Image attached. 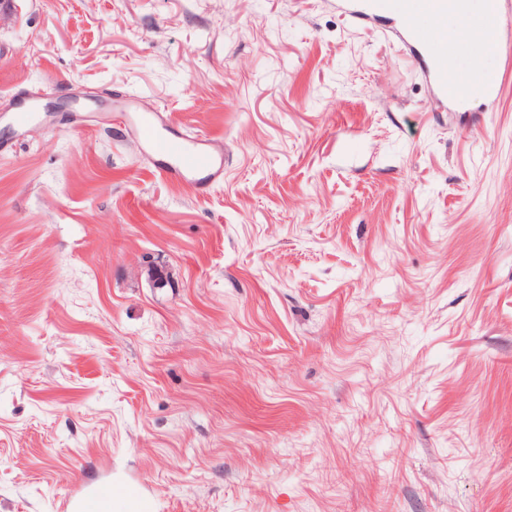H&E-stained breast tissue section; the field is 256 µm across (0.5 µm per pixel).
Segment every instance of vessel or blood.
<instances>
[{
	"instance_id": "b4317fda",
	"label": "vessel or blood",
	"mask_w": 512,
	"mask_h": 512,
	"mask_svg": "<svg viewBox=\"0 0 512 512\" xmlns=\"http://www.w3.org/2000/svg\"><path fill=\"white\" fill-rule=\"evenodd\" d=\"M398 6L413 17L423 13L443 14L448 10V0H368L366 4L367 10L373 13H387ZM501 43L507 49V65L503 72L489 76L471 94L451 89L447 80L441 78L437 81L440 93L461 110L468 108L471 97L475 95L490 102L495 101L504 83L512 80V38L503 37ZM132 121L138 138L158 158L160 171L165 176L189 177L205 188L221 175L224 163L212 152L208 141L190 140L174 134L154 114L136 115Z\"/></svg>"
}]
</instances>
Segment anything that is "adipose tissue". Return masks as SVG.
Instances as JSON below:
<instances>
[{"label":"adipose tissue","instance_id":"1","mask_svg":"<svg viewBox=\"0 0 512 512\" xmlns=\"http://www.w3.org/2000/svg\"><path fill=\"white\" fill-rule=\"evenodd\" d=\"M417 22L435 35L438 63L449 74H456L462 56L486 58L488 41L494 29L487 0H464L463 4L449 8L446 18L421 15ZM463 45L468 48L464 54L459 51Z\"/></svg>","mask_w":512,"mask_h":512}]
</instances>
